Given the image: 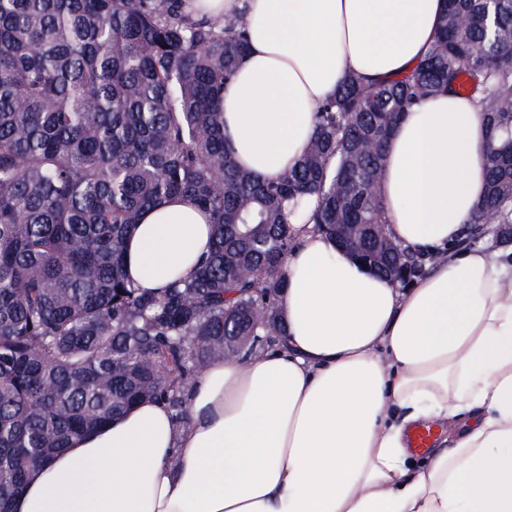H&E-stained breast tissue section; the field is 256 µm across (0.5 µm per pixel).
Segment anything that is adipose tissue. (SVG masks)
I'll return each mask as SVG.
<instances>
[{
    "instance_id": "adipose-tissue-1",
    "label": "adipose tissue",
    "mask_w": 512,
    "mask_h": 512,
    "mask_svg": "<svg viewBox=\"0 0 512 512\" xmlns=\"http://www.w3.org/2000/svg\"><path fill=\"white\" fill-rule=\"evenodd\" d=\"M242 15L248 50L224 88V136L259 178L293 166L348 73L397 78L429 50L444 0H193ZM488 136L471 99L408 112L386 149V232L434 256L407 288L327 236L298 232L283 347L207 366L188 421L145 400L36 466L13 512H512V247L459 241L485 195ZM212 242L187 197L146 211L126 273L157 290ZM449 425L414 461L407 435Z\"/></svg>"
}]
</instances>
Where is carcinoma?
<instances>
[{
    "mask_svg": "<svg viewBox=\"0 0 512 512\" xmlns=\"http://www.w3.org/2000/svg\"><path fill=\"white\" fill-rule=\"evenodd\" d=\"M411 73L345 75L303 158L261 180L224 139V86L247 50L238 17L189 0H0V512L71 438L161 399L186 419L207 365L280 347L284 265L298 220L359 242L404 288L425 254L385 231L379 183L404 114L458 91L483 113L487 192L465 241L512 234V0H445ZM185 196L213 243L190 277L155 292L124 272L143 210Z\"/></svg>",
    "mask_w": 512,
    "mask_h": 512,
    "instance_id": "1",
    "label": "carcinoma"
}]
</instances>
